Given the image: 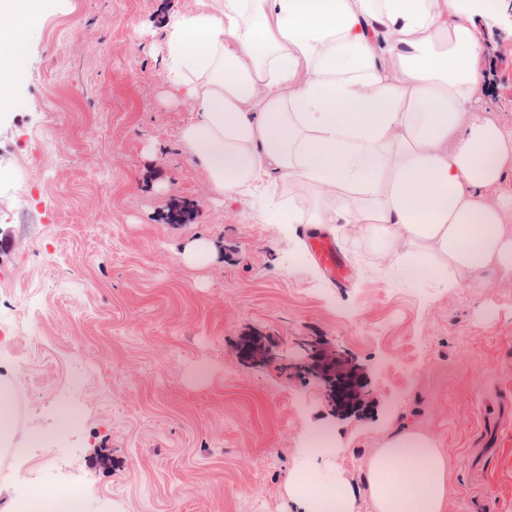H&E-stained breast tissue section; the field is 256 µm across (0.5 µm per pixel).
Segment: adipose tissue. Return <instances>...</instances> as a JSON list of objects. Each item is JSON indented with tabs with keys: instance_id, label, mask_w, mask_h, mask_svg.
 I'll return each mask as SVG.
<instances>
[{
	"instance_id": "1",
	"label": "adipose tissue",
	"mask_w": 512,
	"mask_h": 512,
	"mask_svg": "<svg viewBox=\"0 0 512 512\" xmlns=\"http://www.w3.org/2000/svg\"><path fill=\"white\" fill-rule=\"evenodd\" d=\"M496 2L197 0L164 25L166 84L194 114L182 148L224 198L259 182L310 190L312 204L272 207L270 223L342 224L404 277L485 287L512 269V133L478 94L472 22ZM43 5L0 0V112L26 107L12 85ZM287 490L300 512H356L339 486L292 477ZM449 493L448 458L422 432L396 431L369 462L368 512H445Z\"/></svg>"
}]
</instances>
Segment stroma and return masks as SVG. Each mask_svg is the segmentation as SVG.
Here are the masks:
<instances>
[{
    "mask_svg": "<svg viewBox=\"0 0 512 512\" xmlns=\"http://www.w3.org/2000/svg\"><path fill=\"white\" fill-rule=\"evenodd\" d=\"M196 0H46L31 20L27 107L0 112V376L15 404L0 512H292L307 461L364 508L368 463L406 425L450 460L446 512H512V270L486 287L407 283L375 242L332 231L336 287L305 227L265 210L299 186L218 196L183 151L164 20ZM483 96L512 130V0L474 18ZM220 256L180 253L195 238ZM260 334L278 358L237 349ZM363 372L357 411L306 371L312 344ZM324 426L326 447L308 433ZM218 255L217 245L205 238H197L189 242L182 251V262L197 268L213 261Z\"/></svg>",
    "mask_w": 512,
    "mask_h": 512,
    "instance_id": "obj_1",
    "label": "stroma"
}]
</instances>
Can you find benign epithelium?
I'll use <instances>...</instances> for the list:
<instances>
[{"mask_svg": "<svg viewBox=\"0 0 512 512\" xmlns=\"http://www.w3.org/2000/svg\"><path fill=\"white\" fill-rule=\"evenodd\" d=\"M244 361L261 365L276 359V345L264 336H250L242 346ZM306 367L322 377L328 402L345 412L356 409L365 396L360 370L339 354L314 346L308 349Z\"/></svg>", "mask_w": 512, "mask_h": 512, "instance_id": "1", "label": "benign epithelium"}]
</instances>
